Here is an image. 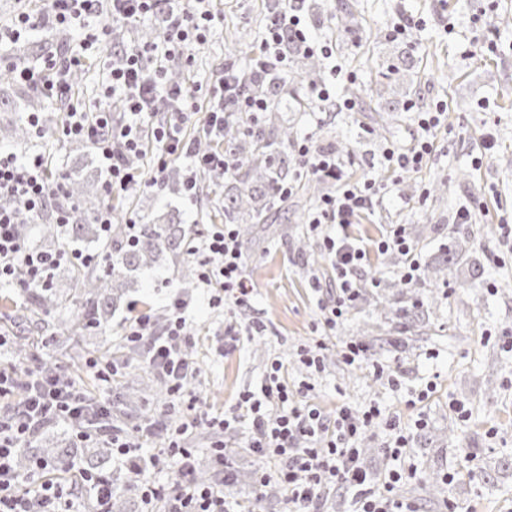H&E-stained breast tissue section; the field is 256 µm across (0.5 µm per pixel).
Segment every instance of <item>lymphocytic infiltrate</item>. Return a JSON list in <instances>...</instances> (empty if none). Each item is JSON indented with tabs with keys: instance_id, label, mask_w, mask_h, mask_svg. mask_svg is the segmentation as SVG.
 I'll return each instance as SVG.
<instances>
[{
	"instance_id": "lymphocytic-infiltrate-1",
	"label": "lymphocytic infiltrate",
	"mask_w": 512,
	"mask_h": 512,
	"mask_svg": "<svg viewBox=\"0 0 512 512\" xmlns=\"http://www.w3.org/2000/svg\"><path fill=\"white\" fill-rule=\"evenodd\" d=\"M165 15L163 35L132 48L120 64L103 63L99 86L100 103L87 107L70 103L66 117L56 129L43 124L40 113L26 116L29 132L39 140H80L95 152L104 174L105 195L134 194L148 186L133 160L143 149L144 135L156 144L155 169L164 172L176 158H187L182 188L187 200H194L203 177L230 170L235 160L224 151L200 152L184 132V117L192 111L199 94H206L208 110L204 133L208 138L224 136L228 120L227 105L252 115L265 111L267 102L256 97H241L239 82L225 72L207 89L183 83L173 85L168 71L173 63L190 64L193 44L205 42L218 17L211 0H48L46 9L34 14H17L7 30H0V42L18 41L41 26H62L78 30L82 38L76 48L61 57L41 62L14 61L0 55V76L26 86L44 97H64L71 90L70 77L88 56L99 52V25L135 24L156 15ZM305 39L301 14L295 0H285L279 24L267 29L251 65L259 70L283 69L288 60L279 51L283 33ZM122 100V116H114L110 103ZM165 100L170 104L164 122L151 124L149 103ZM442 106L417 112V132L410 146L389 145L382 153V167L403 172L418 170L433 147L432 138L443 121ZM299 153L306 160L308 173L336 180L335 195L324 197L308 217L311 232L320 234L322 245L336 269L338 295L333 304L322 307L323 331H334L353 305L359 293V278L367 249L343 229L360 215L369 213L386 193L388 186L371 177L357 183L343 176V162L305 142ZM67 177L64 171H50L44 154L17 157L0 152V199L8 198L12 207H0V286L19 284L27 288L48 287L52 271L63 261L86 266L100 265L103 253H85L77 249L46 255L31 248L18 233L23 221L33 220L47 207L58 209V224H68L70 208L64 207ZM327 224L339 226L336 235L324 233ZM379 252H391L399 258V273L413 282L420 270L416 247L405 225H388L377 243ZM187 251L199 266V280L211 307L225 305L248 308L253 289L246 279L244 257L237 225L214 224L205 235L190 238ZM188 303L172 297L169 319L157 326L149 314L138 315L126 327L128 343L147 353L149 370L169 387L171 395L183 397L184 384L195 372L185 353L186 311ZM18 396L12 407L0 409V512H64L63 491L59 483L44 479L47 461L36 463L34 472L22 475L16 458L22 448L32 446L40 430L58 422L72 428L79 442L91 444L107 438L112 459L136 482L141 512H232L224 501V480L213 475L208 483L192 479L194 450L187 438L191 428L206 426L215 440L212 444L216 467L224 465L225 439L241 423H249V446L264 461H276L273 472H261V479L275 478L288 491L289 512H319L324 488L339 485L354 492V512H415L412 504L395 496L398 484L406 479L403 469L391 470L382 483H375L360 459L357 446L372 426L386 430V450L400 458L408 448L411 435L398 418L383 414L377 404L362 413L343 406L327 414L312 401L296 403L288 387V368L274 360L256 392L240 394L230 414H214L204 408L198 397H188L195 415L188 422L163 421V448L157 453L142 451L140 436L123 430H106L103 420L110 413L107 400H88L69 380L58 373L35 372L13 367L0 369V400ZM175 466L173 477L159 481L158 475Z\"/></svg>"
}]
</instances>
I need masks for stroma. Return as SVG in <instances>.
I'll return each instance as SVG.
<instances>
[{"instance_id":"1","label":"stroma","mask_w":512,"mask_h":512,"mask_svg":"<svg viewBox=\"0 0 512 512\" xmlns=\"http://www.w3.org/2000/svg\"><path fill=\"white\" fill-rule=\"evenodd\" d=\"M355 3L363 30L341 44L333 20L302 15L313 41L332 44L344 73L340 81L324 73V82L335 83L336 101L353 99L355 108L284 113L295 141L309 138L323 149L343 141L352 150L344 158L346 176H382L385 147L410 144L416 132L412 111L391 113L385 132L372 129L376 73L396 56L392 28L403 19L421 62L406 83L392 86L388 98L400 100L406 87L416 88L414 109L442 105L445 122L423 168L397 177L374 213L348 226V233L369 247L366 287L335 333L322 336L318 327L321 306L336 299L335 272L303 213L277 225L274 239H243L246 273L254 284L246 314L210 307L193 257L169 253L153 268L114 281L121 302L107 330L62 331L60 321L79 314L76 306L44 314L42 331H24L1 310L0 326L27 334V366L53 367L94 395L98 382L85 369V358L107 341L113 358H120L128 322L147 312L165 324L170 296L180 295L190 303L187 349L197 367L192 392L213 410L231 411L240 394L263 380L272 359H281L288 366L289 388L308 382L309 400L325 412L346 405L358 413L376 402L412 428L410 446L398 462L385 449V432L368 429L361 440L362 462L377 479L400 465L414 467L415 477L402 483L397 497L412 502L417 512H441L448 500L461 512H512V352L506 348L512 341V238L503 231L504 224L512 225V0ZM213 8L220 20L204 43L194 45L184 81L205 85L229 67H242V45L259 47L265 35L266 0H214ZM35 152L45 153L55 168L84 176L98 170L65 142L34 139L16 150L20 156ZM439 183L447 184L448 193L437 202L432 188ZM221 200L220 188L204 179L195 205L161 185L131 196L129 211L159 216L175 208L194 232L209 223ZM466 206L472 221L458 223L457 212ZM389 224L406 225L424 265L437 262L454 239H465L466 251L449 283L436 288L418 279L404 290L390 287L399 276L398 259L373 248ZM304 242L314 257L301 253ZM475 266L483 271L476 280L471 277ZM375 273L382 286H371ZM416 300L428 306L424 327L393 334L394 311ZM254 321L263 331L242 337L237 347H226L215 334L220 323L242 329ZM319 339L326 344L323 369L312 374L297 350ZM351 342L365 348V362L345 361L343 351ZM456 402L464 404L466 416L455 413ZM420 417L426 425L418 430L414 422ZM246 440V430H239L234 444L241 452L224 462L226 500L255 503V512H288L283 488L259 483L262 463L244 451Z\"/></svg>"}]
</instances>
